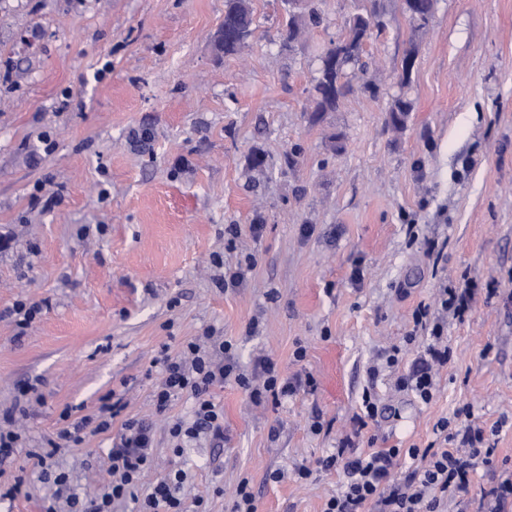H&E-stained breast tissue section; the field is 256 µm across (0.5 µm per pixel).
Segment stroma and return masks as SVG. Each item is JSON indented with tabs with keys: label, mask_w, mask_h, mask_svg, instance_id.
<instances>
[{
	"label": "stroma",
	"mask_w": 512,
	"mask_h": 512,
	"mask_svg": "<svg viewBox=\"0 0 512 512\" xmlns=\"http://www.w3.org/2000/svg\"><path fill=\"white\" fill-rule=\"evenodd\" d=\"M364 3L318 0L323 23L288 44L284 0H252L255 32L228 57L224 0H0V233L15 239L0 252V414L19 384L35 387L28 446L112 392L155 425L144 486L180 468L185 502L204 497L210 512H230L243 479L259 512H322L341 473L303 480L292 467L335 448L369 364L403 341L419 301L466 274L497 280L500 296L449 322L452 358L429 404L394 389L415 349L379 376L397 414L366 432L423 447L467 404L475 425H500L495 463L512 468V0H437L424 29L403 0H380L366 73L336 111H309L321 54ZM397 97L411 110L396 128ZM43 184L62 196L49 210ZM431 240L446 241L441 257ZM240 267L238 286L218 288ZM21 298L42 305L22 335L8 315ZM208 327L244 366L264 353L317 388L261 406L215 388L223 447L201 439L177 457L167 423L190 418L192 401L155 414L152 362ZM112 438L57 453L79 490L107 480ZM277 469L288 478L268 481Z\"/></svg>",
	"instance_id": "1"
}]
</instances>
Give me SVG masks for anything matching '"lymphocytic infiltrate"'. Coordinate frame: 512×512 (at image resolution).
Returning <instances> with one entry per match:
<instances>
[{
	"instance_id": "1",
	"label": "lymphocytic infiltrate",
	"mask_w": 512,
	"mask_h": 512,
	"mask_svg": "<svg viewBox=\"0 0 512 512\" xmlns=\"http://www.w3.org/2000/svg\"><path fill=\"white\" fill-rule=\"evenodd\" d=\"M477 283L465 279L460 286L441 285L433 302H418L411 312L413 330L404 345L393 346L385 354L384 363H372L369 378L379 377L383 367H394L405 345L413 344L417 335L427 336L423 351L413 360L408 374L396 380V387L409 391L422 403H430L436 390V373L451 358L444 333L449 319H463L475 295ZM153 364L159 369L152 401L157 413H165L171 401L188 395L193 401V419L174 420L168 434L174 454H182L186 444L207 437L212 445L224 444V411L212 400L215 387L232 382L238 385L254 404L279 402L302 391L316 388L312 374L288 378L281 374L275 361L258 358L252 372L241 370L231 342L205 329L201 336L188 341L177 353L161 350ZM362 415L354 419L351 434L341 438L334 452L317 460L315 466L297 465L298 478H310L314 471H342L345 481L340 490L330 495L323 512H444L449 500L467 494L469 475L478 468L494 466L495 448L476 425L461 424V417L470 415L469 407L455 410L452 417H440L433 432L444 441L443 447L411 445L406 448H380L375 438H363L369 421L375 420L379 406L371 389H364ZM121 401L112 396L101 398L95 418H82L72 428L58 433L48 451L29 450L32 472L38 481L54 489L45 512H112L115 502L127 498L138 500V512H208L204 497L185 503L179 490L187 475L176 469L156 482L146 495H139V484L154 465L155 433L150 423L138 418L120 419ZM120 420V430L108 452L109 482L92 494L80 493L72 486L66 472L54 469L49 462L52 451L78 446L83 432L94 428L104 433L113 420ZM416 461L417 466L403 479H395L394 471L403 459Z\"/></svg>"
}]
</instances>
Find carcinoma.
<instances>
[{
    "label": "carcinoma",
    "mask_w": 512,
    "mask_h": 512,
    "mask_svg": "<svg viewBox=\"0 0 512 512\" xmlns=\"http://www.w3.org/2000/svg\"><path fill=\"white\" fill-rule=\"evenodd\" d=\"M435 0H420L417 10L418 16L410 21L423 28L434 13ZM224 20L244 29H253L254 19L250 0H225ZM322 22V16L316 10L301 12L298 15L289 14L286 23V35L293 41L301 37L308 26H317ZM346 41L342 46L327 49L321 57L319 77L314 86V111L324 112L326 109L336 107L339 98L352 92L351 80L341 68L342 64L358 66L364 69L365 64L360 62L364 41L371 35L368 17L362 13H355L345 22Z\"/></svg>",
    "instance_id": "obj_1"
}]
</instances>
